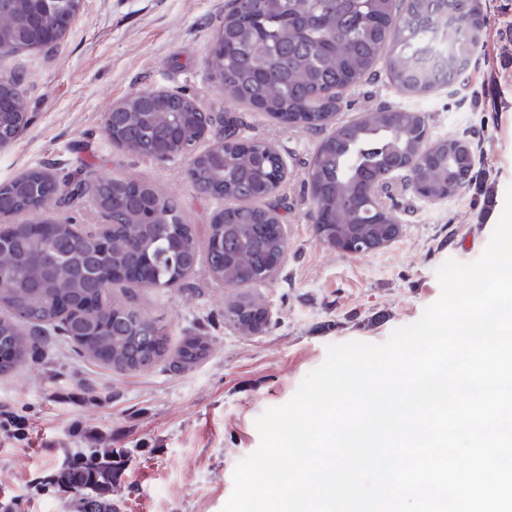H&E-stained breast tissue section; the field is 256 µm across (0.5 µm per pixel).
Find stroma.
I'll return each instance as SVG.
<instances>
[{
    "instance_id": "35a3bbf8",
    "label": "stroma",
    "mask_w": 512,
    "mask_h": 512,
    "mask_svg": "<svg viewBox=\"0 0 512 512\" xmlns=\"http://www.w3.org/2000/svg\"><path fill=\"white\" fill-rule=\"evenodd\" d=\"M226 2L81 0L52 51L0 60V69L20 72L30 112L28 126L0 150V182L45 165L64 175L86 163L179 198L184 221L205 230L219 204L195 191L187 160L129 154L104 129L113 103L142 90L177 91L224 116L202 146L223 138L230 120L241 135L279 147L287 179L276 198L288 241L278 273L246 289L269 311L261 333L225 321L236 291L212 278L202 258L176 287L114 293L166 324L165 361L118 372L59 334L35 336L26 359L0 375V410L24 417L29 430L21 443L0 436V512H76L74 494L54 477L92 448L113 451L117 512H221L236 464L260 443L257 418L291 399L327 346L380 343L415 322L440 296L436 268L478 259L489 241V215L502 211L512 185V0H481L490 24L471 83L412 96L379 77L346 92L338 121L379 103L419 110L433 139L471 136L484 172L480 183L438 202L396 181L400 235L363 255L328 246L312 222L306 167L321 133L245 110L215 81L206 49ZM193 338L212 347L204 363L180 356Z\"/></svg>"
}]
</instances>
